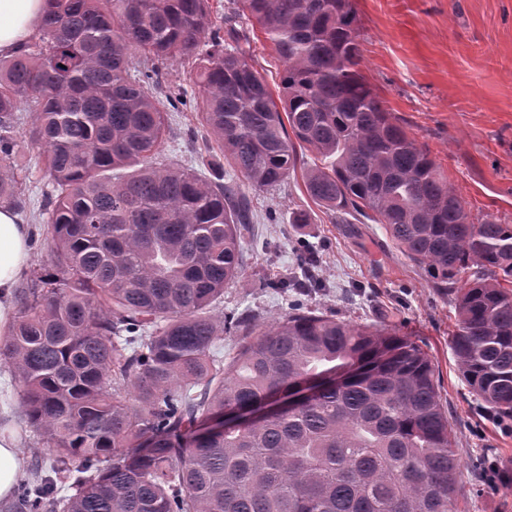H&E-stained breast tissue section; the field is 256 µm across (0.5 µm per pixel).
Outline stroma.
Segmentation results:
<instances>
[{
  "label": "stroma",
  "mask_w": 512,
  "mask_h": 512,
  "mask_svg": "<svg viewBox=\"0 0 512 512\" xmlns=\"http://www.w3.org/2000/svg\"><path fill=\"white\" fill-rule=\"evenodd\" d=\"M363 49L361 71L385 107L440 166L472 218L512 224V0H352ZM246 56L271 91L283 67L270 41L244 20ZM32 114L15 132L25 223L43 224L51 184L35 168ZM163 159L195 167L201 178L217 170L199 163L191 132L195 113L169 118ZM255 222L241 241V276L224 290L216 315L246 312L256 323L284 316L291 301L337 319L405 336L434 365L442 405L457 442L463 475L456 512H512V420L498 419L464 382L452 349L457 313L453 297L431 287L424 271L392 242L383 225L337 223L307 196L300 174L281 188L251 196ZM306 223H295L298 213ZM318 258L316 282L303 294L276 288L300 274L305 251ZM498 463L504 477L489 482Z\"/></svg>",
  "instance_id": "35a3bbf8"
}]
</instances>
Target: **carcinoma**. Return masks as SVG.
<instances>
[{
	"mask_svg": "<svg viewBox=\"0 0 512 512\" xmlns=\"http://www.w3.org/2000/svg\"><path fill=\"white\" fill-rule=\"evenodd\" d=\"M229 4L226 21L244 17L273 44L278 96L209 0H47L40 41L0 58V203L22 206V107L52 185L46 262L18 289L0 348L45 449L11 512H455L462 464L415 343L314 309L268 327L210 310L243 271L242 188L299 171L316 205L384 225L454 296L461 375L512 419V224L475 223L388 112L360 69L351 0ZM177 58L194 67L193 98L154 93L156 62ZM187 108L228 182L156 162L167 113ZM230 331L241 341L226 363L213 347ZM345 368L344 386L290 411L201 431Z\"/></svg>",
	"mask_w": 512,
	"mask_h": 512,
	"instance_id": "obj_1",
	"label": "carcinoma"
}]
</instances>
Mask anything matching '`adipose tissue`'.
Instances as JSON below:
<instances>
[{"label": "adipose tissue", "instance_id": "1", "mask_svg": "<svg viewBox=\"0 0 512 512\" xmlns=\"http://www.w3.org/2000/svg\"><path fill=\"white\" fill-rule=\"evenodd\" d=\"M46 0H0V54L26 44L41 26ZM30 225L13 210L0 208V331L16 316L15 293L30 261ZM20 429L13 421L0 428V501L11 497L24 476L26 458L20 450Z\"/></svg>", "mask_w": 512, "mask_h": 512}]
</instances>
